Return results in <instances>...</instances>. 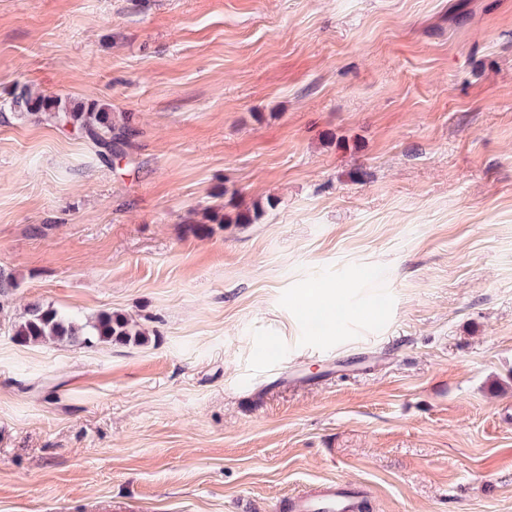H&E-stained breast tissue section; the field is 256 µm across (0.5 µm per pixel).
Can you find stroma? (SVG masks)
<instances>
[{
    "label": "stroma",
    "mask_w": 512,
    "mask_h": 512,
    "mask_svg": "<svg viewBox=\"0 0 512 512\" xmlns=\"http://www.w3.org/2000/svg\"><path fill=\"white\" fill-rule=\"evenodd\" d=\"M0 276V512H512V0H0ZM10 109L20 118L40 121L41 118L54 119L61 127L70 126L79 131L96 149L97 155L112 162V154H122L127 158L123 146L128 144V117L120 115L112 118L103 105L90 102L79 109H70L58 97L44 95L23 86L14 93ZM15 339L22 344L47 340L65 341L85 348L112 342L141 343L146 333L126 316L100 312L94 319L78 321L50 306L33 304L13 327ZM358 491L336 482L318 494H298L288 500L290 512H356Z\"/></svg>",
    "instance_id": "35a3bbf8"
}]
</instances>
